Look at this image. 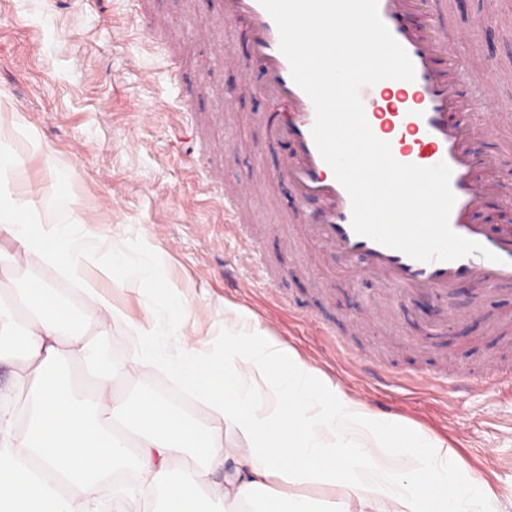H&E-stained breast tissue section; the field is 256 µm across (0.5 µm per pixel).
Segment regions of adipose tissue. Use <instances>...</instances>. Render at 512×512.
Returning <instances> with one entry per match:
<instances>
[{
    "mask_svg": "<svg viewBox=\"0 0 512 512\" xmlns=\"http://www.w3.org/2000/svg\"><path fill=\"white\" fill-rule=\"evenodd\" d=\"M18 127L0 113V234L81 285L101 324L125 314L99 291L95 274L138 284L155 304L145 321L129 322L128 356L103 365L45 285L29 283L7 304L12 281L0 279V362L14 365L13 401L31 406L20 436L11 407L0 408V512H97L99 486L129 467L139 476V495L116 500L113 512H153L157 489L166 495L165 512H224L229 503L258 512L273 477L341 487L347 495L323 502L273 497L268 512H503L479 477L456 466L444 441L370 412L244 309L231 308L224 320L223 355L204 353L185 329V307L167 297L173 286L162 275L161 246L146 245L133 257L116 253L105 264L99 225L77 217L66 190L56 196L59 218L40 210L35 190L19 182L20 161L5 136ZM71 361L98 364L92 395L56 378L57 366ZM144 368L206 406V442L162 397H113L116 378ZM185 454L196 466L173 479L169 463ZM218 464L226 467L220 482L210 478Z\"/></svg>",
    "mask_w": 512,
    "mask_h": 512,
    "instance_id": "obj_1",
    "label": "adipose tissue"
}]
</instances>
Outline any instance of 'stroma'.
Listing matches in <instances>:
<instances>
[{"label":"stroma","instance_id":"1","mask_svg":"<svg viewBox=\"0 0 512 512\" xmlns=\"http://www.w3.org/2000/svg\"><path fill=\"white\" fill-rule=\"evenodd\" d=\"M430 8L443 13L449 31L469 30L458 64L488 73L512 113V27L505 24L512 0H432ZM220 45L245 52L247 35L222 22L219 0H0V108L21 124L10 144L23 179L36 185L49 214L66 188L81 219L101 225L102 260L115 251L136 255L148 241L160 245L176 298L190 310L186 325L206 351L223 349L225 304L246 308L341 390L375 385L376 407L446 442L461 469L512 505V322H503L512 319V288L460 291L448 304L472 318L431 335L410 306L392 308L375 281L352 284L317 244L308 245L305 267L282 239L261 243L264 268L242 264L243 237L225 224L224 204L196 165L201 143L225 181L258 183L246 205L252 223L284 225L299 215L271 176L282 151L267 135L272 115L262 101L234 96L240 75L215 62ZM37 142L47 152L34 150ZM482 143L504 167L498 208L512 211V125ZM54 169L66 173L64 186L51 177ZM267 269L282 280L267 281ZM10 272L16 288L42 282L77 314L102 359L127 356L125 324L88 317L78 287L37 254L16 252ZM374 303L391 308L390 320H368ZM309 311L330 325L363 321L347 347L395 375L435 374L442 388L398 387L349 364L331 337L308 334ZM140 392L166 398L179 389L148 370L112 384L118 398Z\"/></svg>","mask_w":512,"mask_h":512}]
</instances>
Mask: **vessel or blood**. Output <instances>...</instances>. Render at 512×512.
<instances>
[{
  "mask_svg": "<svg viewBox=\"0 0 512 512\" xmlns=\"http://www.w3.org/2000/svg\"><path fill=\"white\" fill-rule=\"evenodd\" d=\"M378 12L392 36L413 62L415 78L410 104L384 103L381 85L362 88L361 98L368 123L381 131L408 132L392 152L402 163L429 167L444 162L452 170L450 185L456 202L450 214L451 229L493 252L494 260L481 254L457 260L422 262L356 234L351 227V200L321 158L311 135L315 108L309 96L294 82L288 60L280 50L278 28L260 0H224L225 23L244 26L250 51L216 48L215 57L225 68L258 69V81L240 85L238 96L257 98L277 108L267 128L269 137L282 144L273 178L284 183L298 204L316 200L307 212L300 237L317 242L338 259L352 280L375 278L396 297L419 307L423 322L433 330L466 321L471 313L447 305L448 297L470 284L494 289L512 286V225L477 224L472 214L491 196L502 175L495 157H477L470 144L478 133L493 132L502 120L499 101L488 88L458 71L441 67L450 48H462L465 33L448 39L426 8L425 0H378ZM248 183L225 185L224 221L239 224L242 198L251 194Z\"/></svg>",
  "mask_w": 512,
  "mask_h": 512,
  "instance_id": "1",
  "label": "vessel or blood"
}]
</instances>
